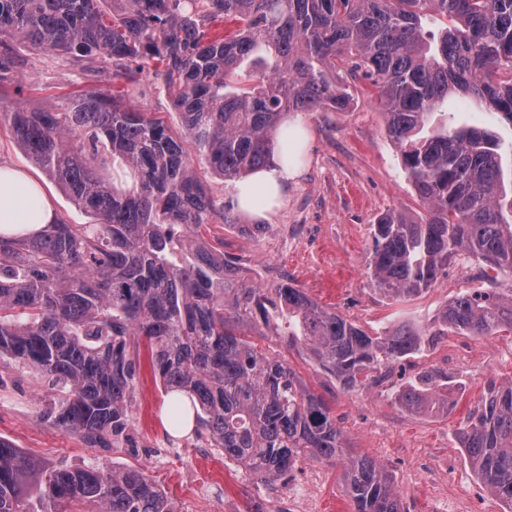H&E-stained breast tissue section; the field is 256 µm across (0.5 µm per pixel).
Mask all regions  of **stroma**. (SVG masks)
<instances>
[{"label": "stroma", "instance_id": "35a3bbf8", "mask_svg": "<svg viewBox=\"0 0 512 512\" xmlns=\"http://www.w3.org/2000/svg\"><path fill=\"white\" fill-rule=\"evenodd\" d=\"M13 48L19 65L12 81L0 86V112L34 111L78 91L112 89L110 60L77 66L26 42H14ZM367 87V80L357 79L355 100L343 111L303 114L309 139L300 174L262 229L241 214L236 224H216L211 231L223 238L226 253L239 257L245 286L275 288L290 280L322 307L379 333L403 320L426 322L452 296L485 282L478 262L467 260L450 263L447 273L418 297L388 300L373 290L368 269L373 224L389 211L415 217L423 207L386 135L383 110L369 100ZM127 102L182 133L180 117L153 75L134 77ZM252 340L325 398L350 454L384 466L406 512H504L502 502L474 475L457 436L487 383L512 380V332L486 338L448 334L395 364L381 385L352 390L342 389L306 348L289 347L273 325L257 323ZM432 369L464 380L466 392L458 406L445 417L402 410L395 391ZM63 397L42 374L0 360V439L49 466L98 462L141 470L179 512H276L288 496L287 479L261 482L225 459L207 437L168 433L161 419L167 395L148 356L140 358L131 426L118 447L89 443L56 426L50 415ZM344 469V463L308 457L297 463L292 476L311 479L316 512H353Z\"/></svg>", "mask_w": 512, "mask_h": 512}]
</instances>
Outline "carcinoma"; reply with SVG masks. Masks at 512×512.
I'll return each instance as SVG.
<instances>
[{
	"mask_svg": "<svg viewBox=\"0 0 512 512\" xmlns=\"http://www.w3.org/2000/svg\"><path fill=\"white\" fill-rule=\"evenodd\" d=\"M112 2V20L102 5ZM444 16L438 32L425 20ZM73 62L112 60L163 82L199 159L226 182L274 163L291 115L341 111L349 80H370L388 138L425 208L378 219L373 290L426 292L460 256L490 287L461 292L421 325L371 335L291 283L247 288L217 220L235 223L164 123L124 91L87 90L64 105L0 112L30 161L92 224L60 219L33 239L0 240V358L66 390L54 424L120 444L130 425L139 345L164 391L188 396L195 431L272 483L306 455L347 459L355 512H405L383 466L348 454L329 404L293 369L247 339L281 313L279 335L305 346L346 389L372 385L448 332L512 331V194L491 129L432 126L460 97L512 125V0H0V82L18 61L3 37ZM400 407L445 414L459 392L427 371L397 391ZM461 445L481 483L512 509V381H489L467 413ZM0 512H177L142 471L50 467L0 440Z\"/></svg>",
	"mask_w": 512,
	"mask_h": 512,
	"instance_id": "obj_1",
	"label": "carcinoma"
}]
</instances>
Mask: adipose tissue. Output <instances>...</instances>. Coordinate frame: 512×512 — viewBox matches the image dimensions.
I'll use <instances>...</instances> for the list:
<instances>
[{
    "label": "adipose tissue",
    "instance_id": "adipose-tissue-1",
    "mask_svg": "<svg viewBox=\"0 0 512 512\" xmlns=\"http://www.w3.org/2000/svg\"><path fill=\"white\" fill-rule=\"evenodd\" d=\"M297 174V161L278 153L274 166L256 170L236 182L233 201L237 210L253 218L267 217L281 205L289 182ZM57 219L50 198L34 175L0 164V237L31 239Z\"/></svg>",
    "mask_w": 512,
    "mask_h": 512
}]
</instances>
